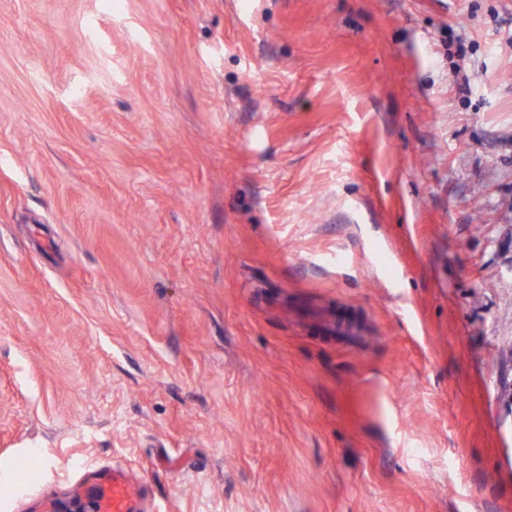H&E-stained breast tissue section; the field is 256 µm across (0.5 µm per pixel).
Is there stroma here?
<instances>
[{
	"label": "stroma",
	"mask_w": 512,
	"mask_h": 512,
	"mask_svg": "<svg viewBox=\"0 0 512 512\" xmlns=\"http://www.w3.org/2000/svg\"><path fill=\"white\" fill-rule=\"evenodd\" d=\"M115 468L512 512V0H0V512Z\"/></svg>",
	"instance_id": "35a3bbf8"
}]
</instances>
